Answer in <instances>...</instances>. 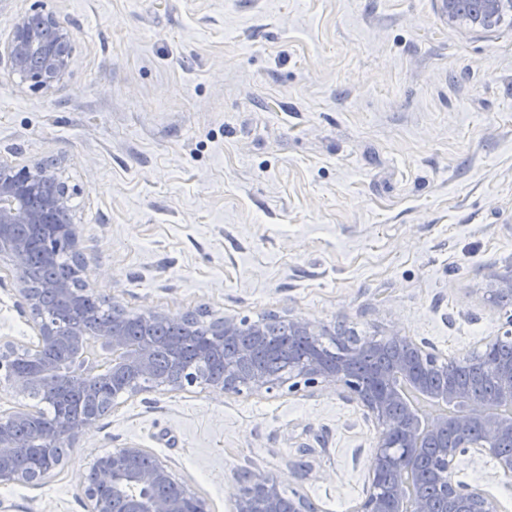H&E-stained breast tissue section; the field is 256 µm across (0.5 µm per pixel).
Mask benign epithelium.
Instances as JSON below:
<instances>
[{"label": "benign epithelium", "mask_w": 512, "mask_h": 512, "mask_svg": "<svg viewBox=\"0 0 512 512\" xmlns=\"http://www.w3.org/2000/svg\"><path fill=\"white\" fill-rule=\"evenodd\" d=\"M512 13V0H481L466 15L469 26L490 30L502 16ZM74 32L71 25L46 9H34L13 19L6 40H0V64L19 73L34 89L49 90L60 84L73 63ZM69 189L55 166L34 163L18 167L0 162V261L17 277L20 313L27 316L33 339L17 346L0 342V387L57 404L64 389H85L97 404L75 422L52 421L37 405L0 412V486L29 484L49 478L65 464L61 448H72L116 401L142 392L141 380L151 378L157 387L181 391L198 382V370L181 375L154 377V342H134L124 322L145 329L171 322L169 314L148 310L129 313L112 300L111 316L93 325L100 347L110 353V369L97 382L66 373L56 357L83 352L87 332L83 327L65 331L45 310L43 295L52 293L66 303L75 317L82 315L86 291L77 277L32 287L21 275L30 249L39 247L52 259L59 251L74 256L78 235L72 221L60 222L68 212ZM288 336L323 339L336 347V359L321 351L296 362L288 360L286 373L292 387L319 384L340 392L342 398L364 407L379 429V439L368 473L364 498L352 512H499L496 501L481 489L456 480L460 456H488L498 472L512 476V456L499 445L512 443V358L495 357L498 346L512 339V315L504 335L483 343L461 358L442 359L408 336L395 334L378 342L358 338L342 329L316 326L302 318L282 317ZM266 329L233 316L215 318L208 327L206 359L213 346L246 336L259 346ZM251 346L226 363L224 378L209 385L216 395L270 393L278 381L248 369ZM460 370L484 374L494 388L474 394L456 385ZM147 451L136 445L117 448L96 457L83 482L88 512H201V497L159 458L151 468L136 469L135 457ZM236 512H282L283 494L277 480L263 472H246Z\"/></svg>", "instance_id": "1"}]
</instances>
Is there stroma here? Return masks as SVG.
<instances>
[{
    "label": "stroma",
    "instance_id": "1",
    "mask_svg": "<svg viewBox=\"0 0 512 512\" xmlns=\"http://www.w3.org/2000/svg\"><path fill=\"white\" fill-rule=\"evenodd\" d=\"M70 22L64 83L0 67V161H53L80 277L132 313L361 337L452 358L502 335L512 269V26L448 21L441 0H0V36L37 4ZM0 264V339L33 330ZM379 432L323 386L218 396L203 384L119 399L0 512H85L95 456L135 445L235 512L261 471L318 512L364 496ZM459 480L512 512V478L459 457Z\"/></svg>",
    "mask_w": 512,
    "mask_h": 512
}]
</instances>
